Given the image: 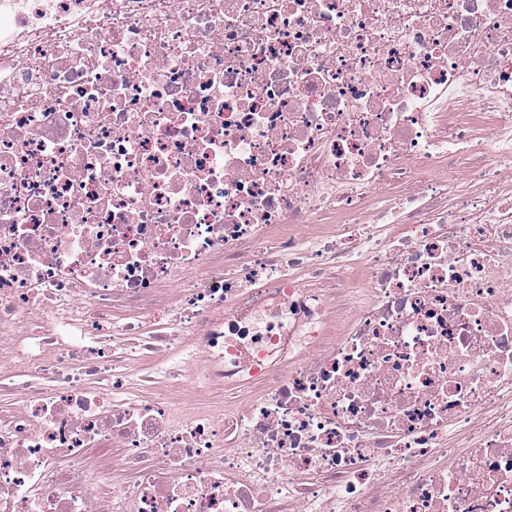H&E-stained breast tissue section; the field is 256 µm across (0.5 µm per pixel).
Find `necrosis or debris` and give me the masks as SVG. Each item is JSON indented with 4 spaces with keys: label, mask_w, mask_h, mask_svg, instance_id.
Wrapping results in <instances>:
<instances>
[{
    "label": "necrosis or debris",
    "mask_w": 512,
    "mask_h": 512,
    "mask_svg": "<svg viewBox=\"0 0 512 512\" xmlns=\"http://www.w3.org/2000/svg\"><path fill=\"white\" fill-rule=\"evenodd\" d=\"M0 512H512V0H0Z\"/></svg>",
    "instance_id": "necrosis-or-debris-1"
}]
</instances>
